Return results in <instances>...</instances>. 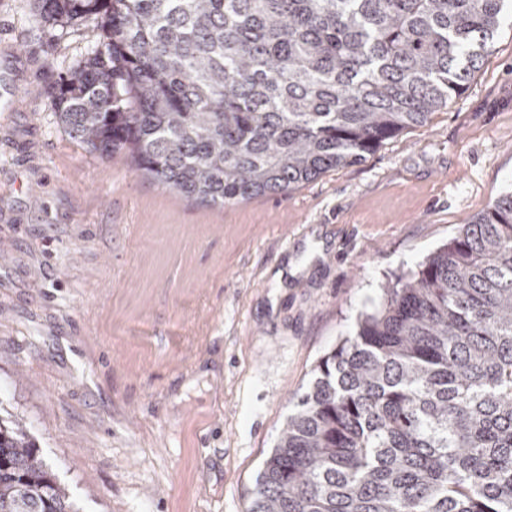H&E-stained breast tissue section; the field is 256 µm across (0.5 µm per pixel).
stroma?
<instances>
[{"label": "stroma", "instance_id": "35a3bbf8", "mask_svg": "<svg viewBox=\"0 0 512 512\" xmlns=\"http://www.w3.org/2000/svg\"><path fill=\"white\" fill-rule=\"evenodd\" d=\"M0 0V417L80 512H247L320 359L512 190V17L465 91L359 164L224 206L71 139L97 42Z\"/></svg>", "mask_w": 512, "mask_h": 512}]
</instances>
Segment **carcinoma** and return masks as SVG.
Instances as JSON below:
<instances>
[{"mask_svg": "<svg viewBox=\"0 0 512 512\" xmlns=\"http://www.w3.org/2000/svg\"><path fill=\"white\" fill-rule=\"evenodd\" d=\"M100 39L51 106L200 202L359 163L464 90L512 0H33ZM0 512H78L0 418ZM248 512H512V192L381 285L316 368Z\"/></svg>", "mask_w": 512, "mask_h": 512, "instance_id": "obj_1", "label": "carcinoma"}]
</instances>
